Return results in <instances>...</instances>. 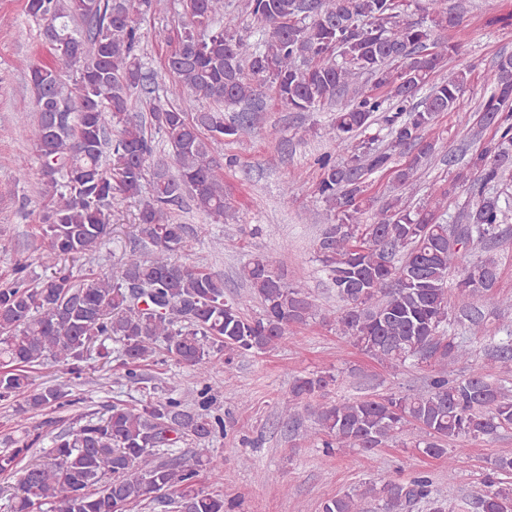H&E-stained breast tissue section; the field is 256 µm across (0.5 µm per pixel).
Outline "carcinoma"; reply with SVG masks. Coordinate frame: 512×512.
Segmentation results:
<instances>
[{"instance_id":"1","label":"carcinoma","mask_w":512,"mask_h":512,"mask_svg":"<svg viewBox=\"0 0 512 512\" xmlns=\"http://www.w3.org/2000/svg\"><path fill=\"white\" fill-rule=\"evenodd\" d=\"M181 2L186 23L165 64L176 77L174 106L154 96L140 58V17L166 13L170 0H26V19L38 26L69 79L50 64H34L29 72L36 121L27 137L40 162V194L49 202L41 259L52 274L32 287L20 266L0 285V401L26 395L19 414L62 404L67 385L38 388L32 370L51 360L79 377L85 353L109 338L121 342L125 377L133 383L142 380L143 363L164 354L200 376L218 363L230 385L236 359L273 348L320 315L306 285L284 281L267 255L253 256L239 272L261 301L257 317L245 316L240 302L226 297L222 277L175 259L185 249L186 226L170 222L172 207L188 197L209 219L231 217L216 149L226 139L255 135L268 85L290 112L334 107L326 135L346 158L317 159L316 191L329 223L314 251L341 303L336 329L392 368L430 369L421 387L314 408L313 440L330 452L365 453L401 442L458 468L468 459L466 446L512 431L511 390L481 367L448 378V362L469 361L473 342L486 337V310L512 308V298L495 292L493 252L512 241L504 226L512 205V56L497 63L473 132L479 146L456 175L469 193L465 224L448 226L440 221L448 191L413 207L404 190L438 159L436 144L422 132L445 113L460 126L470 124L462 109L468 70L450 69L429 84L459 53L437 31L459 26L469 0H425L417 19L399 0H243L236 8L225 0ZM216 22L210 34H197ZM247 27L255 29L256 42L241 35ZM427 84V97L416 101ZM137 93L152 96L147 123L130 117ZM226 106L239 111L226 118ZM149 125L165 135L175 172L150 168L156 145ZM373 125L388 131L386 146L362 136ZM486 128L493 134L485 139ZM397 153L406 157L399 168L393 166ZM378 172L393 174V195L370 212L367 179ZM118 195L139 199L133 232L142 254L86 281L58 270L111 234ZM490 356L502 372H512V328L491 345ZM334 381L329 372L293 378L281 413L297 422L300 404ZM212 406L207 385L194 408L171 389L145 395L138 409L115 402L54 436L49 459L39 462L25 459L41 434L25 433L0 451V474L17 478L21 492L14 512L48 502L54 512H129L167 491L174 494L173 512H231L234 503L198 486L203 467L213 483L224 484V468L207 449L191 460H155L175 438L201 444L224 430ZM491 469L475 508L512 512V484L503 481L512 475V457H495ZM371 496L382 500L383 512H406L412 503L426 512H465L461 504L448 505L422 473L328 497L321 512H363Z\"/></svg>"}]
</instances>
